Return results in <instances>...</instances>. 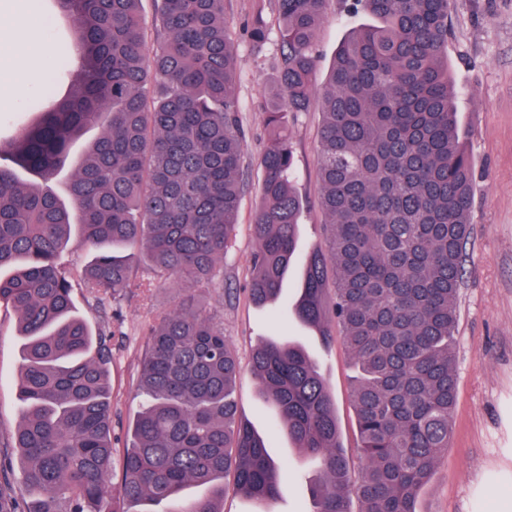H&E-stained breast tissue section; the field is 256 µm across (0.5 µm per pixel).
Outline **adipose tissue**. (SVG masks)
I'll list each match as a JSON object with an SVG mask.
<instances>
[{
  "label": "adipose tissue",
  "instance_id": "obj_1",
  "mask_svg": "<svg viewBox=\"0 0 512 512\" xmlns=\"http://www.w3.org/2000/svg\"><path fill=\"white\" fill-rule=\"evenodd\" d=\"M22 19L0 33V112L16 107L29 89L54 74L42 49L46 21L40 0H20Z\"/></svg>",
  "mask_w": 512,
  "mask_h": 512
}]
</instances>
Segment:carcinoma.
Wrapping results in <instances>:
<instances>
[{
  "mask_svg": "<svg viewBox=\"0 0 512 512\" xmlns=\"http://www.w3.org/2000/svg\"><path fill=\"white\" fill-rule=\"evenodd\" d=\"M139 2L52 0L77 35L76 46H59L71 91L49 107L37 102L40 122L0 141V270L18 265L0 276V304L18 314L24 404L0 447V512H16L10 448L19 451L26 490L40 494L27 512H102L112 492L110 354L57 263L72 215L99 249L83 273L99 302L131 287L133 270L118 251L134 244L162 276L224 284L245 154L224 0H155L149 24ZM327 3L277 0L281 68L268 91L249 293L258 305L275 303L296 259L303 200L285 116L315 107L328 251L306 259L292 315L326 339L340 326L351 353L360 512H416L448 450L472 234L473 160L459 136L446 55L453 3L353 0L380 24L342 40L317 92ZM247 34L264 45L262 11ZM90 127L99 136L74 162L64 201L51 182ZM19 170L36 181L20 182ZM147 336L138 383L145 404L123 450L119 494L167 512H223L220 480L232 471L238 493L273 504L281 467L263 437L235 421L238 362L224 331L187 300L161 312ZM251 369L288 436L318 462L307 484L310 512H351L336 405L318 364L302 344L280 339L258 346ZM190 483L210 490L182 503Z\"/></svg>",
  "mask_w": 512,
  "mask_h": 512,
  "instance_id": "obj_1",
  "label": "carcinoma"
}]
</instances>
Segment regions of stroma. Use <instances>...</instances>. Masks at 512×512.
<instances>
[{
    "mask_svg": "<svg viewBox=\"0 0 512 512\" xmlns=\"http://www.w3.org/2000/svg\"><path fill=\"white\" fill-rule=\"evenodd\" d=\"M262 12L267 41L255 47L245 28ZM224 15L234 33L237 59L234 91L246 133L245 191L235 227V243L225 255L224 285L207 288L174 283L157 276L137 248H125L139 282L124 297L97 306L80 280L97 254L79 226L58 262L69 271L77 311L105 336L111 349L112 443L122 448L126 429L138 411L136 394L147 332L158 312L194 297L224 330L240 362L234 401L236 419L266 440L270 456L284 469L281 496L273 512H303L306 485L316 467L305 462L276 425L277 412L250 373L260 340L289 337L303 343L326 374L336 402L341 442L352 469H359L355 413L351 401L354 372L342 338L321 336L291 318L303 259L325 246L327 219L319 205L317 174L319 112L288 116L295 180L304 200L299 226L298 261L288 272L272 306L261 308L249 297L251 257L257 247L253 221L261 193L259 161L268 143L264 93L277 76L279 27L277 0H224ZM343 0H330L318 32L319 63L315 87L326 81L336 48L346 34L365 23ZM448 71L456 92L460 135L474 163L472 227L458 307L456 406L453 435L429 481L421 489L417 512H512V0H458L448 38ZM22 364L17 315L0 304V438L20 418L16 381Z\"/></svg>",
    "mask_w": 512,
    "mask_h": 512,
    "instance_id": "obj_1",
    "label": "stroma"
}]
</instances>
